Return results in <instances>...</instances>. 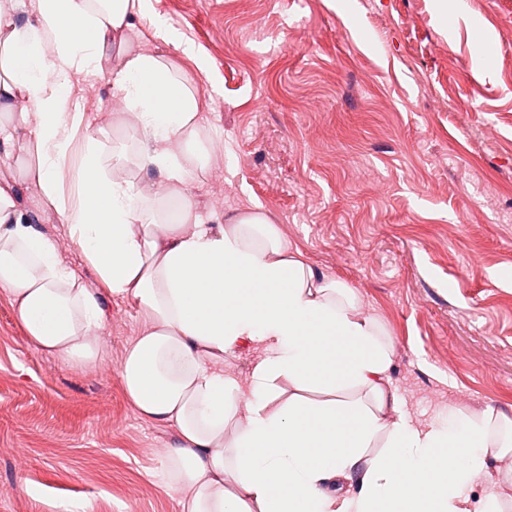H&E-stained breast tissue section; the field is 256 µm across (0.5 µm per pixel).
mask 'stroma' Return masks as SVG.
<instances>
[{
  "mask_svg": "<svg viewBox=\"0 0 512 512\" xmlns=\"http://www.w3.org/2000/svg\"><path fill=\"white\" fill-rule=\"evenodd\" d=\"M150 0L207 61L175 60L206 98L214 153L188 192L202 220L262 206L314 269L352 287L394 348L410 417L512 418V0ZM494 58L470 52L471 20ZM76 101L135 147L107 79ZM143 322L116 296L104 355L77 370L32 345L0 292V512H180L164 484L174 427L119 377Z\"/></svg>",
  "mask_w": 512,
  "mask_h": 512,
  "instance_id": "stroma-1",
  "label": "stroma"
}]
</instances>
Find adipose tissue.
<instances>
[{
	"instance_id": "obj_1",
	"label": "adipose tissue",
	"mask_w": 512,
	"mask_h": 512,
	"mask_svg": "<svg viewBox=\"0 0 512 512\" xmlns=\"http://www.w3.org/2000/svg\"><path fill=\"white\" fill-rule=\"evenodd\" d=\"M30 7L22 21L0 0V151L17 158L0 178V291L29 341L76 369L102 353L109 296L137 303L120 380L139 416L177 432L166 476L180 512H504L499 414L412 420L393 346L356 291L302 260L261 207L201 223L186 184L210 160L202 98L151 44L205 69L194 46L158 22L136 32L148 0ZM104 74L142 133L135 157L100 141L74 101L75 77ZM47 214L101 288L64 265ZM247 344L242 383L224 358ZM491 476L498 490L472 499Z\"/></svg>"
}]
</instances>
